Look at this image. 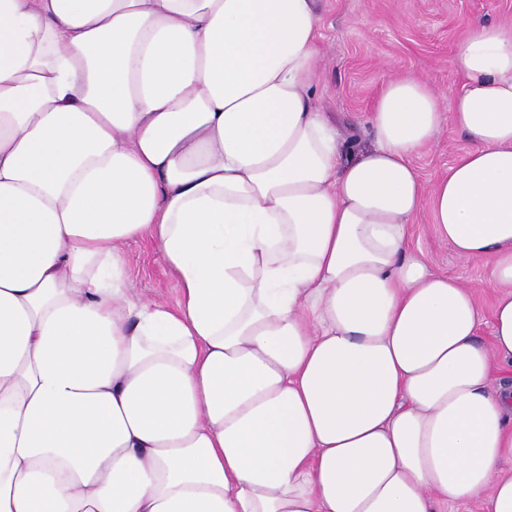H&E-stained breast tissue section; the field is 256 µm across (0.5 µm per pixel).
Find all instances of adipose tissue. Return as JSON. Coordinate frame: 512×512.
<instances>
[{
	"label": "adipose tissue",
	"instance_id": "obj_1",
	"mask_svg": "<svg viewBox=\"0 0 512 512\" xmlns=\"http://www.w3.org/2000/svg\"><path fill=\"white\" fill-rule=\"evenodd\" d=\"M318 0H0V512H512V29L350 146ZM470 149L432 185L445 124ZM498 290L489 342L410 243ZM149 238L177 307L134 295ZM471 147L466 136L453 124H446L436 141L416 155L412 164L426 185L448 172V167ZM432 222L431 208L425 204L413 222L414 242L425 253L434 272L456 277L471 288L484 316L480 336L487 341L490 335L491 309L496 299V289L491 285L489 268L481 258L468 261L458 259L448 242L435 235Z\"/></svg>",
	"mask_w": 512,
	"mask_h": 512
}]
</instances>
